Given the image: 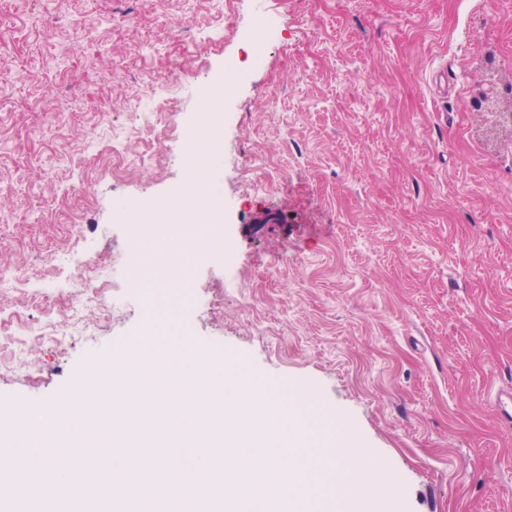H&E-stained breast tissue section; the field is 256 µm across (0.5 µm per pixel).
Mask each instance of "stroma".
<instances>
[{"label":"stroma","instance_id":"obj_1","mask_svg":"<svg viewBox=\"0 0 512 512\" xmlns=\"http://www.w3.org/2000/svg\"><path fill=\"white\" fill-rule=\"evenodd\" d=\"M0 20V400L68 403L167 307L340 419L401 492L364 512H512V128L472 106L512 85V0Z\"/></svg>","mask_w":512,"mask_h":512}]
</instances>
